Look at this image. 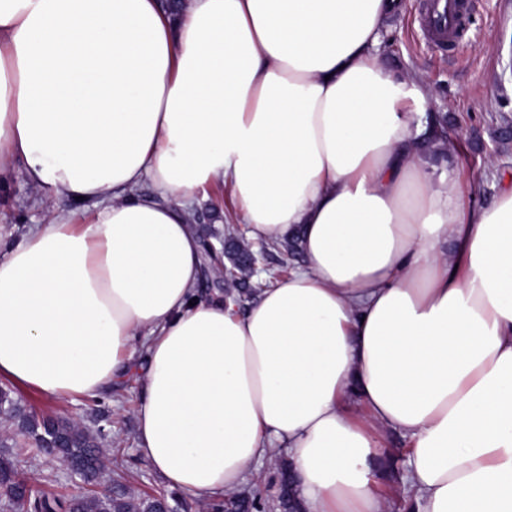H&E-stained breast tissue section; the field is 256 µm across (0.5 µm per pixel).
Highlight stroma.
<instances>
[{
	"label": "stroma",
	"mask_w": 512,
	"mask_h": 512,
	"mask_svg": "<svg viewBox=\"0 0 512 512\" xmlns=\"http://www.w3.org/2000/svg\"><path fill=\"white\" fill-rule=\"evenodd\" d=\"M420 13V0H401L400 8L385 21L382 57L396 71L424 73L432 89L428 113L447 126L458 167L478 178L480 198L488 200L499 190L503 176L512 175V138L502 134L504 127L512 126V70L499 65L500 58L512 60V0H470L461 35L441 52L427 44ZM36 199V192L19 177L1 188L0 233L18 241L31 226L46 223L51 214ZM225 199L222 189L200 195L193 214L201 234L218 228L228 237L245 236V225L228 209ZM23 398L34 409L53 411L91 430L97 428L100 417H107L112 423L108 442L112 463L124 465L127 486L142 495L166 492L165 483L137 453L133 408L138 390L134 382H124L98 401L49 400L34 392L24 393ZM382 441L388 460L378 483L402 494L401 477L408 467L406 441L390 431ZM10 454L23 474L47 493H77L76 482L60 465L32 459L29 450L20 446L11 448Z\"/></svg>",
	"instance_id": "1"
}]
</instances>
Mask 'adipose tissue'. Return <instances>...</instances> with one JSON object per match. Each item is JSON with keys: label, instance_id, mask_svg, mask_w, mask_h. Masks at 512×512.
<instances>
[{"label": "adipose tissue", "instance_id": "adipose-tissue-1", "mask_svg": "<svg viewBox=\"0 0 512 512\" xmlns=\"http://www.w3.org/2000/svg\"><path fill=\"white\" fill-rule=\"evenodd\" d=\"M397 6L0 0V185L54 208L0 247V377L136 379L141 457L202 503L281 455L303 512H390L392 430L406 512H512V183L478 205L445 164L426 80L381 56ZM212 185L304 258L242 312L198 292ZM382 441L388 454V460L384 472L377 480L381 487L390 489L398 496L392 505V511L397 512L394 504L403 501L401 496L405 495L401 477L408 467L407 444L400 434L390 431L383 434Z\"/></svg>", "mask_w": 512, "mask_h": 512}]
</instances>
